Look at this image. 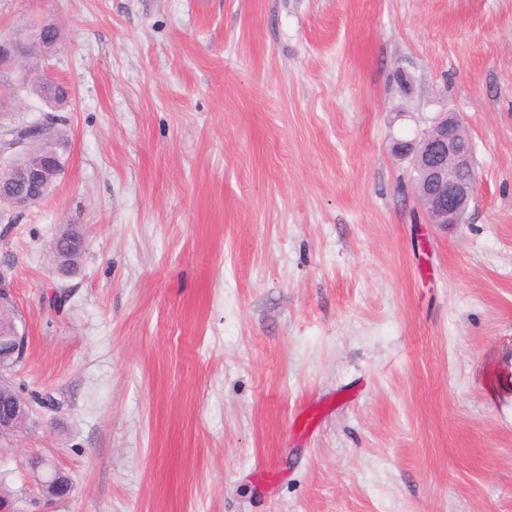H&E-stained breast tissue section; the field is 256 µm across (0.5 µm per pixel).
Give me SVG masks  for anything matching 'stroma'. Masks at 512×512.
<instances>
[{
  "instance_id": "stroma-1",
  "label": "stroma",
  "mask_w": 512,
  "mask_h": 512,
  "mask_svg": "<svg viewBox=\"0 0 512 512\" xmlns=\"http://www.w3.org/2000/svg\"><path fill=\"white\" fill-rule=\"evenodd\" d=\"M34 21L69 97L62 175L0 207L15 512H512V0H0ZM50 111L0 84V136ZM441 112L445 227L392 151ZM396 156L425 173L414 191L427 222L461 224L476 185L473 144L456 112H441L410 140L395 139ZM26 348V336L20 331L18 321L12 330L0 332V369H7L22 359ZM28 417L26 400L15 393L11 397H0V434L16 431L19 423Z\"/></svg>"
}]
</instances>
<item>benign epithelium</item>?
<instances>
[{
    "label": "benign epithelium",
    "instance_id": "obj_1",
    "mask_svg": "<svg viewBox=\"0 0 512 512\" xmlns=\"http://www.w3.org/2000/svg\"><path fill=\"white\" fill-rule=\"evenodd\" d=\"M53 46L46 37L28 35L0 41V69L14 66L17 59L31 51ZM396 156L410 159L414 167L425 173L424 181L414 183V191L427 222L430 224H462L476 185L473 144L464 124L455 112H441L431 124L416 132L409 140H394ZM58 175V163L50 155L32 154L26 164L12 170L8 179L0 181V203L13 210L32 205L31 186L45 193ZM26 336L19 326L0 332V369H7L22 359ZM28 417L26 400L19 394L0 397V434L16 431ZM43 492L52 498L66 496L70 491L67 476L54 471L40 481Z\"/></svg>",
    "mask_w": 512,
    "mask_h": 512
}]
</instances>
